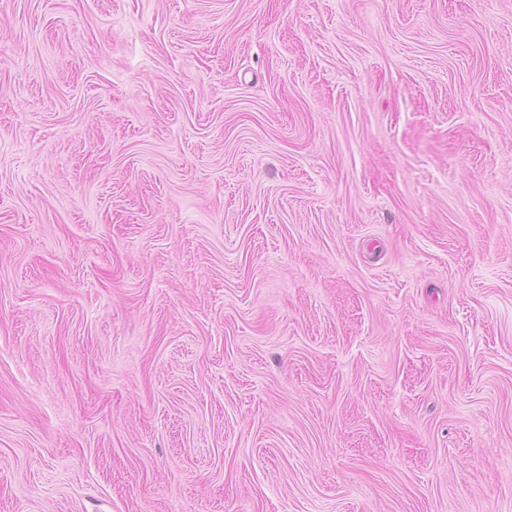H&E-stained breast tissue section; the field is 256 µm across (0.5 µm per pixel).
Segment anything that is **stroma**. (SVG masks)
<instances>
[{
  "label": "stroma",
  "mask_w": 512,
  "mask_h": 512,
  "mask_svg": "<svg viewBox=\"0 0 512 512\" xmlns=\"http://www.w3.org/2000/svg\"><path fill=\"white\" fill-rule=\"evenodd\" d=\"M0 512H512V0H0Z\"/></svg>",
  "instance_id": "35a3bbf8"
}]
</instances>
